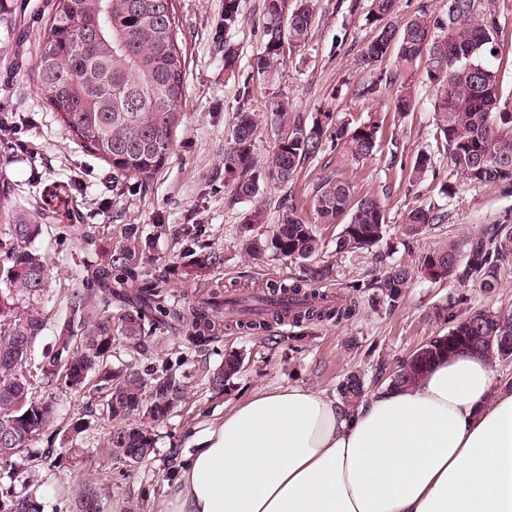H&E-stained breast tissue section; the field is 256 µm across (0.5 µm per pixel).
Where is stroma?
<instances>
[{
    "label": "stroma",
    "mask_w": 512,
    "mask_h": 512,
    "mask_svg": "<svg viewBox=\"0 0 512 512\" xmlns=\"http://www.w3.org/2000/svg\"><path fill=\"white\" fill-rule=\"evenodd\" d=\"M368 9L369 0H316V21L308 41L286 53L278 75L268 81L251 69L263 48L264 0H240L238 22L229 28L224 25V0H180L179 38L186 53L183 118L166 164L141 188L78 146L46 104L36 63L51 0H0V114L14 124L13 135L0 138V230L19 211L31 223L50 227L35 246L45 257L51 286L38 300L18 302L19 309L35 306L46 316L31 351L32 363H39L52 345L55 324L68 312L65 289L80 285L86 265L102 262L106 253L128 244L130 227H137L138 241L159 267L167 269L184 262L175 234L179 225H201L204 243L224 255L213 278L232 291L299 275L297 267L255 260L239 251L240 226L254 206H262L271 224L280 222L287 200L304 219H312L317 185L335 176L351 181L359 193L380 197L389 224L373 252L345 257L331 249L325 253L334 271L323 288L355 293L359 310L352 319L276 325L264 332L222 330L202 351L186 348L187 328L158 333L152 355L140 365L179 363L187 375V399L157 427L156 448L148 463L129 466L113 461L105 446L106 422H93L78 435L71 432V422L88 412L90 398L71 393L60 382L46 386L42 394L53 402L57 431L53 439L39 437L27 448L37 467L13 479L14 495L35 496L42 512H73L79 486L97 477L106 512H125L133 504L140 512H161L172 500L174 482L199 439L223 418L225 407L256 390L288 385L331 395L352 370L364 374L368 388H376L383 375L392 374L412 351L447 333L443 311L462 318L480 310H512V263L492 294L418 274L399 306L390 309L371 301V284L390 264H418L422 256L447 248L449 242L512 219V195L466 180L446 155L437 152L435 92L423 70L395 78L390 62L360 65L358 54L375 33ZM479 10L485 20L497 24L493 64L504 92L512 93V0H480ZM228 47L236 53L230 68L224 64ZM370 85L376 86V93L363 94V87ZM405 85L416 89V106L400 116L391 104ZM245 91L251 108L259 112L271 97L285 96L298 111L330 112L341 121H362L370 113H382L379 147L358 163L337 145L334 132H327L322 154L307 162L292 183L270 181L256 201L230 203L224 147ZM423 151L434 153L435 164L415 180L410 170ZM443 183L452 186V197L439 194ZM418 205L434 206L445 219L421 235L405 236L402 216ZM157 224L168 225V232L156 235ZM85 232L92 241L81 250L77 243ZM230 350L245 354V366L223 392H213L205 375Z\"/></svg>",
    "instance_id": "35a3bbf8"
}]
</instances>
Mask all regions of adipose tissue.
Returning <instances> with one entry per match:
<instances>
[{
	"label": "adipose tissue",
	"mask_w": 512,
	"mask_h": 512,
	"mask_svg": "<svg viewBox=\"0 0 512 512\" xmlns=\"http://www.w3.org/2000/svg\"><path fill=\"white\" fill-rule=\"evenodd\" d=\"M463 352L354 410L260 390L209 428L169 512H512V389Z\"/></svg>",
	"instance_id": "obj_1"
}]
</instances>
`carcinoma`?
Wrapping results in <instances>:
<instances>
[{"label":"carcinoma","instance_id":"1","mask_svg":"<svg viewBox=\"0 0 512 512\" xmlns=\"http://www.w3.org/2000/svg\"><path fill=\"white\" fill-rule=\"evenodd\" d=\"M49 25L39 48L37 81L48 95L50 109L77 141L116 175L147 185L165 165L174 133L182 121L186 59L179 44L178 0H51ZM397 0H371L369 14L376 33L361 50L362 64L391 60L396 72L424 67L436 90V140L464 178L481 185L512 186V109L502 101L494 56L497 28L477 13V0H448V20L421 12L394 21ZM315 23L314 0H266L263 49L252 67L273 79L286 50L308 40ZM414 92L405 87L394 110L410 111ZM260 113L240 104L230 142L224 148V173L233 176L231 200L255 198L266 181L282 186L322 152L332 115L309 116L286 97L266 105V123L273 148L257 164L253 139ZM383 119L377 114L359 123H342L336 139L352 160L372 156ZM433 158L422 152L410 177L421 178ZM309 224L288 206L278 224L265 223V212L254 209L243 225L240 247L254 259L289 261L302 277L289 284H272L257 297L266 306L245 319L254 330L290 319L295 324L352 318L356 304L344 299L331 303L311 285L329 280L331 263L321 259L326 242L323 224H339L334 251L338 255L369 252L386 233L382 200L361 194L348 180L327 177L316 188ZM444 215L425 206L407 210L404 234L415 237L440 223ZM43 225L30 224L19 214L0 233V475L13 479L23 466L22 456L38 436L54 424L53 406L38 398L37 380H61L76 392H90L98 415L110 423L106 447L112 458L138 464L156 445V425L171 414L185 396L184 373L165 364L140 372L131 364L112 366L113 353L130 358L149 352L153 335L171 322L192 330L189 346L201 349L212 331L224 322V289L208 281L209 271L222 261L209 251L184 264L177 274L207 282L203 296L180 303L170 289V276L156 270L154 259L127 245L105 261L86 267L82 287L69 288V315L56 324L55 340L36 371L27 363L44 320L35 309L20 315V297L41 296L50 287L42 255L32 247ZM183 252L195 254L197 230L181 228ZM512 262V225L495 224L472 237L429 253L414 267L402 262L389 266L375 281L377 302L393 308L401 302L415 272L432 280L471 283L490 294L499 287L504 264ZM512 340V312L478 311L453 323L448 333L435 336L413 351L388 377L395 387L414 385L436 359L466 349L491 360L507 361L512 354L503 342ZM245 357L237 352L208 374L209 388L224 391L225 382L241 372ZM366 394L364 377L347 374L337 385L346 406ZM0 512H37L33 498L15 496L0 484ZM74 512H101L95 483L79 490Z\"/></svg>","mask_w":512,"mask_h":512}]
</instances>
